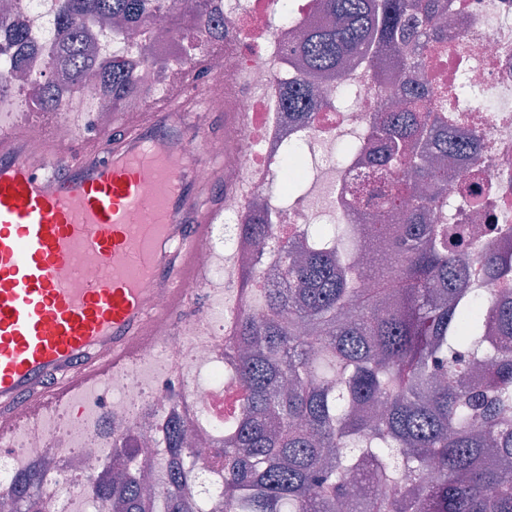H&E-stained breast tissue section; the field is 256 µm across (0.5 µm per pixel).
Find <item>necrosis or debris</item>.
Masks as SVG:
<instances>
[{
  "instance_id": "4bbe7bcc",
  "label": "necrosis or debris",
  "mask_w": 512,
  "mask_h": 512,
  "mask_svg": "<svg viewBox=\"0 0 512 512\" xmlns=\"http://www.w3.org/2000/svg\"><path fill=\"white\" fill-rule=\"evenodd\" d=\"M201 15L195 36L175 35L177 0H152L148 34L120 40L96 29L97 55L113 66L130 70L140 92L129 101V112H149L178 96L196 59L208 58L218 74L203 82L207 111L224 116V137L207 143L210 153L224 159V222L210 244L197 254L214 294L210 308L193 314L187 325L173 330L165 320L147 324L153 341L141 347L137 360L111 377L102 388L79 394L76 402L54 401L38 413L19 406L17 427L0 440V512H23L15 505L12 481L33 470L43 480L45 512H98L86 489L108 478L112 452L130 437L139 440V467L153 487L144 498V512H159L164 496L177 493L209 500L207 512H223L224 499L210 495L223 470L212 450L224 436L225 418L237 415L240 386L224 376V350L234 322L246 306L234 301L224 310L223 270L216 256L248 255L260 286L283 282L278 238L265 247L245 240L241 227L249 223L251 204L263 199L280 236L300 235L302 227L328 217L337 224H358L376 214L394 187L395 176L375 178L363 152L351 156L344 170L332 159L336 141L349 130L368 136L370 120L380 108L375 85L359 64L329 73L300 68L289 43L305 34L310 22L324 15V0H189ZM21 13L0 12V60L15 55L9 29L22 22L33 36L35 50L66 40L56 23L58 0H23ZM449 34L463 33V54L429 57L424 73L433 94L442 93L460 77L472 83L476 97L467 110L478 116L477 131L487 144L481 165L487 178L480 210L457 198V184L472 164L450 156L445 194L454 204L449 224L473 236L488 237L490 225L512 224V0H455ZM317 85L319 95L301 122H289L280 93L288 83ZM55 85L56 112L37 105L32 88ZM358 89L355 103L336 109V90ZM32 121L50 118L51 136L34 132L32 151H43L48 139H79L108 128L118 111L103 90L75 88L60 81L52 63L38 64L27 81L12 83L0 96V123H11L17 112ZM298 143L303 162L284 169V147ZM310 180L308 191L281 200L283 174ZM370 192L362 209H355L358 184ZM178 420L191 437L195 467L188 480L173 487L163 482L169 469L166 427Z\"/></svg>"
}]
</instances>
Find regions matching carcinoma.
Segmentation results:
<instances>
[{"mask_svg":"<svg viewBox=\"0 0 512 512\" xmlns=\"http://www.w3.org/2000/svg\"><path fill=\"white\" fill-rule=\"evenodd\" d=\"M453 0H325L334 21L316 23L297 52L308 68L327 72L358 61L381 76V100L400 108L376 113L371 136L378 150L372 173L396 170L398 194L424 189L401 214L398 231L373 228L388 247L389 267L360 287L364 272L340 261L355 257V224H311L313 248L280 251L288 284L261 288L257 318L247 312L225 355L241 387L238 415L224 424V512H512V260L507 252L462 234L448 237L442 197L449 154L479 160L483 143L475 117L455 107L464 85L435 99L420 72L425 62L407 51L423 37L429 55L461 51L448 43L438 19ZM150 0H59L66 45L51 50L80 87L100 74L114 105L134 92L133 76L101 62L85 24L124 21L126 35L142 32ZM313 98L288 87V119ZM478 169L460 187L465 200L481 194ZM261 246L273 234L263 209L242 225ZM477 256L497 288L468 287L465 257ZM176 465L189 469L182 429L169 433ZM134 440L115 449L120 477L92 485L101 512H143L142 487L127 469ZM41 481L14 483L24 512H42ZM164 512H205L200 500L172 496Z\"/></svg>","mask_w":512,"mask_h":512,"instance_id":"obj_1","label":"carcinoma"}]
</instances>
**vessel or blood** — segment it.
Segmentation results:
<instances>
[{
  "label": "vessel or blood",
  "mask_w": 512,
  "mask_h": 512,
  "mask_svg": "<svg viewBox=\"0 0 512 512\" xmlns=\"http://www.w3.org/2000/svg\"><path fill=\"white\" fill-rule=\"evenodd\" d=\"M182 108L40 153L27 131H0V438L17 405L41 407L130 364L150 315L177 321L204 284L196 256L224 218V165L197 181L201 144L174 137ZM82 253L100 275L82 273Z\"/></svg>",
  "instance_id": "vessel-or-blood-1"
}]
</instances>
